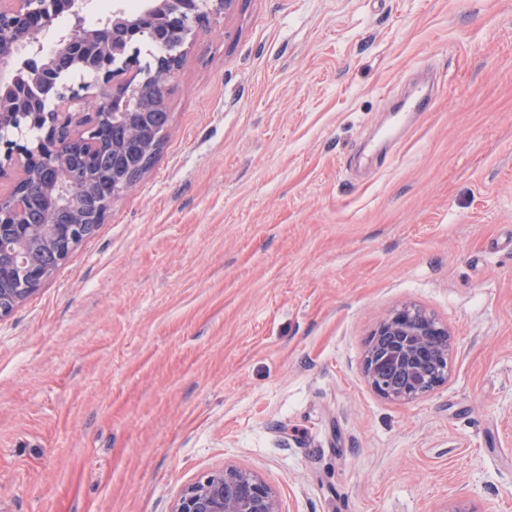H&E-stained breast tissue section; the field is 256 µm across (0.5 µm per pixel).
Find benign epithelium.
Masks as SVG:
<instances>
[{
    "label": "benign epithelium",
    "mask_w": 512,
    "mask_h": 512,
    "mask_svg": "<svg viewBox=\"0 0 512 512\" xmlns=\"http://www.w3.org/2000/svg\"><path fill=\"white\" fill-rule=\"evenodd\" d=\"M237 0H149L147 19L172 17L179 21L173 42L162 46L164 57L177 68L181 49L194 36L196 29L209 17L230 10ZM53 15L46 11L43 0H0V223L11 218L18 225V245L33 241L55 252L57 264L67 260L82 241L89 238V220L77 206L71 208V219L57 224L53 210H47L37 224L22 223L23 204L9 200L15 187L24 181L48 184L52 199L66 204L69 184L60 174L68 170L67 154L60 153L53 165L59 176L48 178L36 166L37 158L48 149L64 145L81 147L100 138L107 125H122L135 112L166 111L164 82L171 72L158 77L149 67L140 66L134 41L119 39L104 30L83 29L70 34L50 48L39 41ZM137 21L123 10L112 11L110 27L133 32ZM29 47L34 53L28 72L34 88L51 82L52 101L39 113L29 115L13 100V81L7 75L13 70L16 55ZM72 64L88 78L79 89L60 84L59 61ZM142 79H137V76ZM90 98L97 100L95 112L75 120L72 107ZM38 126L31 141L20 142L10 134L25 121ZM131 134L140 140L144 153L155 152L159 133L154 129L133 128ZM138 181L129 174L112 187L97 209L98 222H104L112 199ZM12 244L0 242V319L30 296L49 279L51 268L26 258L20 252L4 259ZM450 331L425 309L405 303L392 310L370 334L363 360L364 375L370 387L391 402H408L434 390L448 380L450 371ZM171 512H282L277 492L255 470L226 466L209 472L183 488L174 500Z\"/></svg>",
    "instance_id": "obj_1"
}]
</instances>
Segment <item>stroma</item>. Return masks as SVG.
I'll use <instances>...</instances> for the list:
<instances>
[{
  "instance_id": "35a3bbf8",
  "label": "stroma",
  "mask_w": 512,
  "mask_h": 512,
  "mask_svg": "<svg viewBox=\"0 0 512 512\" xmlns=\"http://www.w3.org/2000/svg\"><path fill=\"white\" fill-rule=\"evenodd\" d=\"M432 112L394 117L417 69ZM153 166L0 318V512H170L235 464L283 512H512V0H237ZM410 302L407 403L363 374ZM451 334L425 309L405 303L370 334L363 360L370 387L391 402H408L448 380Z\"/></svg>"
}]
</instances>
